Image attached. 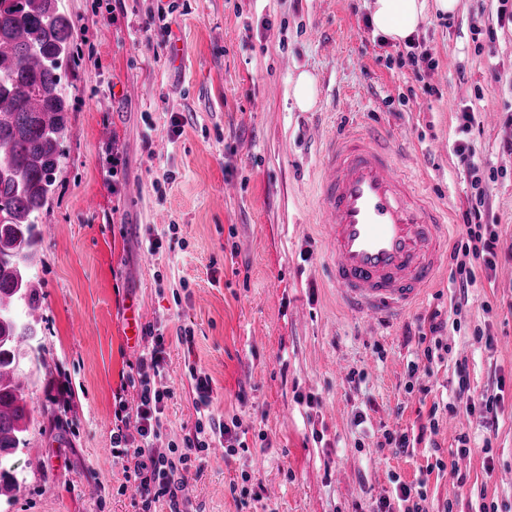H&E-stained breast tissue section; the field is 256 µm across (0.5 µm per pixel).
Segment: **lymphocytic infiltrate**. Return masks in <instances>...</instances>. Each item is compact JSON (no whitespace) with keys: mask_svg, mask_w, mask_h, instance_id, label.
Wrapping results in <instances>:
<instances>
[{"mask_svg":"<svg viewBox=\"0 0 512 512\" xmlns=\"http://www.w3.org/2000/svg\"><path fill=\"white\" fill-rule=\"evenodd\" d=\"M463 222L469 237L468 252L486 269H494L498 238L492 229L484 227L479 205H472L464 213ZM145 333L151 338L152 347L138 357L133 369L140 382L136 412L131 417L117 415L118 427L112 442L126 447L125 478L139 494L142 512H151L153 504L162 500L168 502L170 512H182L178 494L189 478L187 463L191 457L206 452L214 435L223 438L224 453L228 456L245 449L246 444L241 439L239 422L226 423L211 417L207 422L197 423L194 433L185 436L181 444L172 446L170 454L156 453L155 448L162 438L163 410L170 392L162 385L164 331L150 326Z\"/></svg>","mask_w":512,"mask_h":512,"instance_id":"1","label":"lymphocytic infiltrate"}]
</instances>
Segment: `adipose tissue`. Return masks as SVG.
Masks as SVG:
<instances>
[{
	"label": "adipose tissue",
	"instance_id": "obj_1",
	"mask_svg": "<svg viewBox=\"0 0 512 512\" xmlns=\"http://www.w3.org/2000/svg\"><path fill=\"white\" fill-rule=\"evenodd\" d=\"M458 0H370L368 9L378 33L390 43L406 42L429 12L453 13Z\"/></svg>",
	"mask_w": 512,
	"mask_h": 512
}]
</instances>
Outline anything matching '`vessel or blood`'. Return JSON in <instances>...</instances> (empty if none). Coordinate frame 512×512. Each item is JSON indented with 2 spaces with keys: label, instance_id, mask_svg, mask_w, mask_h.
<instances>
[{
  "label": "vessel or blood",
  "instance_id": "vessel-or-blood-1",
  "mask_svg": "<svg viewBox=\"0 0 512 512\" xmlns=\"http://www.w3.org/2000/svg\"><path fill=\"white\" fill-rule=\"evenodd\" d=\"M317 178L329 279L346 312L382 324L413 308L438 277L447 209L365 124L326 140Z\"/></svg>",
  "mask_w": 512,
  "mask_h": 512
}]
</instances>
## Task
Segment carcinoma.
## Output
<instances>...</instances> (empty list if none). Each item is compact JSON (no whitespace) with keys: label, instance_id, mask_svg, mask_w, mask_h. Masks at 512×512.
<instances>
[{"label":"carcinoma","instance_id":"1","mask_svg":"<svg viewBox=\"0 0 512 512\" xmlns=\"http://www.w3.org/2000/svg\"><path fill=\"white\" fill-rule=\"evenodd\" d=\"M76 25L58 0H0V464L27 447L25 390L45 367L43 347L20 367L15 347L34 339L40 307L31 275L42 215L65 154L71 110L61 82Z\"/></svg>","mask_w":512,"mask_h":512}]
</instances>
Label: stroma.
Here are the masks:
<instances>
[{
	"label": "stroma",
	"mask_w": 512,
	"mask_h": 512,
	"mask_svg": "<svg viewBox=\"0 0 512 512\" xmlns=\"http://www.w3.org/2000/svg\"><path fill=\"white\" fill-rule=\"evenodd\" d=\"M59 7L80 58L62 79L67 160L35 266L48 366L29 396L49 416L7 460L22 482L0 512H141L112 447L119 401L138 397L125 383L141 351L126 334L132 305L165 329L159 453L200 417L193 366L211 379L210 413L246 432L247 451L189 462L190 512H377L385 500L401 512L396 484L421 480L429 512L512 507V26H499L498 0L428 14L413 47L435 66L421 73L400 62L409 46L375 32L366 0H187L167 17L175 53L141 30L157 0ZM303 71L316 84L307 111L292 98ZM348 123L384 129L454 225L436 285L378 336L342 311L320 239L312 134ZM437 139L471 145L498 238L495 271L468 260L464 295L452 253L474 191L455 152L429 154ZM435 310L443 347L429 355L418 338ZM485 394L501 398L490 428L466 415ZM432 410L439 427L420 435ZM456 419L464 455L446 432ZM389 431L415 438L412 454H394ZM439 456L446 469L428 471Z\"/></svg>",
	"instance_id": "1"
}]
</instances>
